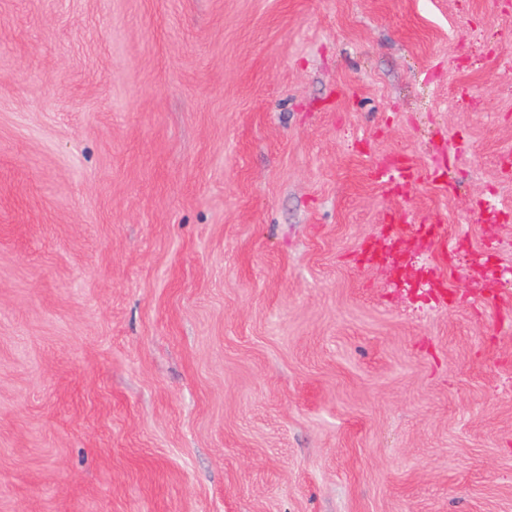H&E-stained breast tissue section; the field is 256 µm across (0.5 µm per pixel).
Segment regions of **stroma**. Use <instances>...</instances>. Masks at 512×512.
Returning <instances> with one entry per match:
<instances>
[{
	"label": "stroma",
	"mask_w": 512,
	"mask_h": 512,
	"mask_svg": "<svg viewBox=\"0 0 512 512\" xmlns=\"http://www.w3.org/2000/svg\"><path fill=\"white\" fill-rule=\"evenodd\" d=\"M0 512H512V0H0Z\"/></svg>",
	"instance_id": "1"
}]
</instances>
